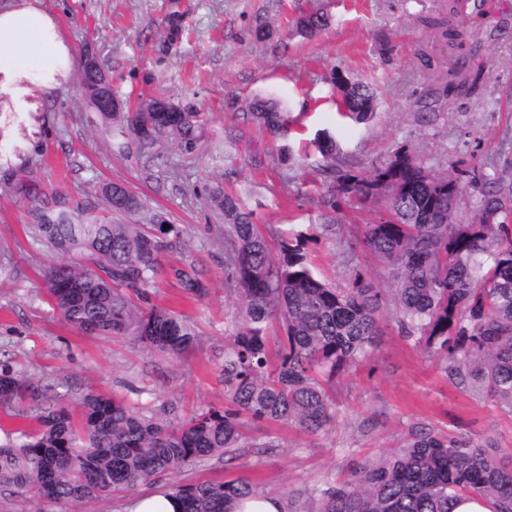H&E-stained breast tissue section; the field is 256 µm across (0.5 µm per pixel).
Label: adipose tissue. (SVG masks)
I'll use <instances>...</instances> for the list:
<instances>
[{"instance_id": "ef3b65f1", "label": "adipose tissue", "mask_w": 512, "mask_h": 512, "mask_svg": "<svg viewBox=\"0 0 512 512\" xmlns=\"http://www.w3.org/2000/svg\"><path fill=\"white\" fill-rule=\"evenodd\" d=\"M70 65L68 48L47 13L27 0H0V76L36 75L49 85Z\"/></svg>"}]
</instances>
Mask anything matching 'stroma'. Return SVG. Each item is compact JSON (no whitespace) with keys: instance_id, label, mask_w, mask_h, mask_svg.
Returning a JSON list of instances; mask_svg holds the SVG:
<instances>
[{"instance_id":"35a3bbf8","label":"stroma","mask_w":512,"mask_h":512,"mask_svg":"<svg viewBox=\"0 0 512 512\" xmlns=\"http://www.w3.org/2000/svg\"><path fill=\"white\" fill-rule=\"evenodd\" d=\"M50 15L73 65L53 89L0 88V363L52 384L64 402L99 391L140 402L161 419L224 404L219 367L234 308L224 292L223 216L216 187L235 191L275 234L317 225L308 250L316 269L346 284L340 259L379 217L384 198L359 203L329 197L324 160L312 141L329 131L345 166L370 171L401 149L441 173L512 167V0H484L482 15H452L448 0H36ZM330 25L313 38L294 20L311 12ZM462 34L447 43L440 20ZM265 25V40L253 36ZM112 77V91L134 103L156 94L205 113L195 154L173 143L152 149L119 143L78 85L84 52ZM480 65L487 82L470 97L443 98L448 74ZM367 81L374 117L339 115L335 79ZM256 97L280 100L290 113L276 138L248 112ZM127 185L140 199L139 223L153 215L180 235L148 287L152 305L190 316L196 344L171 358L128 338L86 335L68 325L45 297L53 258L28 227L29 192L81 199L105 210L103 184ZM195 263L209 294L187 299L170 270ZM336 421L310 435L288 423L249 422L245 448L214 457L156 484L243 479L258 492L321 489L349 479L352 459L389 452L409 426L492 437L512 448V417L450 383L436 359L405 340L393 317L374 356L336 378ZM265 452H257V445Z\"/></svg>"}]
</instances>
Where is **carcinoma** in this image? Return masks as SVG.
Instances as JSON below:
<instances>
[{
  "label": "carcinoma",
  "mask_w": 512,
  "mask_h": 512,
  "mask_svg": "<svg viewBox=\"0 0 512 512\" xmlns=\"http://www.w3.org/2000/svg\"><path fill=\"white\" fill-rule=\"evenodd\" d=\"M327 25L313 12L295 21L313 37ZM478 68L463 81L448 80L446 95L471 94L483 83ZM339 109L363 123L376 99L369 85L336 81ZM102 112L112 131L143 148L174 142L186 154L200 145L202 112ZM250 115L272 135L288 131L278 101L256 98ZM313 145L333 173L328 192L359 200L391 187L385 213L366 225L363 243L387 272L382 288L358 270L345 287L318 277L306 250L314 234L296 231L271 243L255 212L219 189L212 201L224 215V269L234 298V327L224 345L220 373L224 406L183 420L160 421L144 408L101 393L81 398L80 416L49 397L40 382L0 366V405L29 398L40 406L37 428L18 427L0 444V469L39 502L87 506L96 499L153 483L215 456L244 447L243 420L289 423L316 435L335 421L330 383L368 360L392 314L401 335L437 358L457 388L478 394L512 414V175L481 191L473 224H455L464 183L482 180L478 169L456 178L433 172L406 151L367 174L343 168L334 136ZM118 215L134 216L138 198L124 185ZM27 216L36 242L55 256L46 295L63 319L90 335L122 336L155 352L179 356L197 337L184 314L144 306L145 287L161 269L174 226L114 222L92 213L89 202L30 201ZM183 290L208 295L193 264L172 269ZM282 331L276 362L268 330ZM182 512H231L256 494L244 481L195 482L171 487ZM464 496L488 501L492 512H512V448L491 437L446 434L413 425L388 454L352 463L350 480L321 490L288 491L285 512H453Z\"/></svg>",
  "instance_id": "carcinoma-1"
}]
</instances>
